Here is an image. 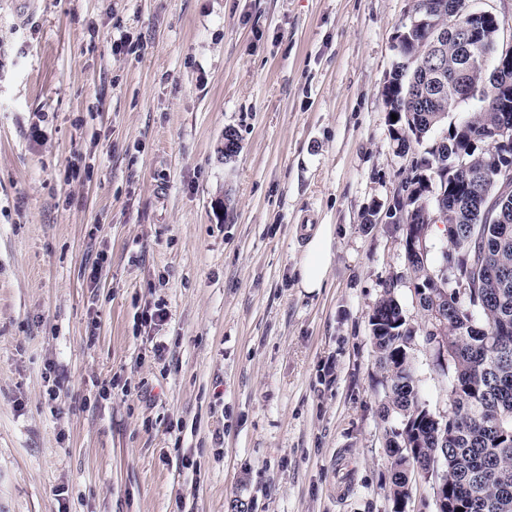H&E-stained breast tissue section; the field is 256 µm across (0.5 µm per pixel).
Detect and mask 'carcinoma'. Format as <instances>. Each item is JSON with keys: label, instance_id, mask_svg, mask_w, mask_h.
Masks as SVG:
<instances>
[{"label": "carcinoma", "instance_id": "cac0c4a2", "mask_svg": "<svg viewBox=\"0 0 512 512\" xmlns=\"http://www.w3.org/2000/svg\"><path fill=\"white\" fill-rule=\"evenodd\" d=\"M425 34L405 27L396 36L398 61L383 86L391 141L401 151L410 141L436 142L437 128L459 105L476 100L480 108L454 125L444 138V154L428 149L405 181L401 206L421 207L431 185L444 188L456 204L447 219L445 262L455 270V288L448 290V339L440 338L431 296L447 290V282L433 275L428 254L408 259L418 280L416 295L426 321L413 326L391 291L369 315L378 364L386 373L383 413L393 414L399 428L390 429L387 450L392 470L389 493L394 505L408 496L409 473L439 460L445 483L442 512H503L512 503V189L488 175L489 160L500 154L485 127L502 122L512 128V85L497 98L467 92L457 44L448 37V58L434 56L421 67ZM469 163V174L448 173L458 158ZM437 343L448 357V374L455 383L447 419L434 423L416 389L409 349L417 335ZM410 427L412 455L399 454L402 434Z\"/></svg>", "mask_w": 512, "mask_h": 512}]
</instances>
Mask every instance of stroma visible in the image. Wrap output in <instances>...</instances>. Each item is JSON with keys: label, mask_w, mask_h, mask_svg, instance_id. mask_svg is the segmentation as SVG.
I'll return each instance as SVG.
<instances>
[{"label": "stroma", "mask_w": 512, "mask_h": 512, "mask_svg": "<svg viewBox=\"0 0 512 512\" xmlns=\"http://www.w3.org/2000/svg\"><path fill=\"white\" fill-rule=\"evenodd\" d=\"M412 9L0 0V512H394L368 317L388 289L425 316L363 216L425 151L382 96ZM411 360L447 415L437 345ZM333 234V225H319L298 263L299 286L309 293L322 288L326 281L333 256Z\"/></svg>", "instance_id": "1"}]
</instances>
